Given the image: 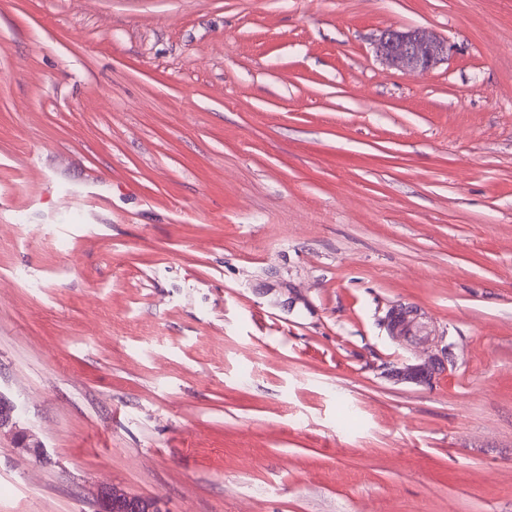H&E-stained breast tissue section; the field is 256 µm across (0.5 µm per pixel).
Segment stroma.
Returning a JSON list of instances; mask_svg holds the SVG:
<instances>
[{
	"label": "stroma",
	"instance_id": "stroma-1",
	"mask_svg": "<svg viewBox=\"0 0 512 512\" xmlns=\"http://www.w3.org/2000/svg\"><path fill=\"white\" fill-rule=\"evenodd\" d=\"M0 394V512H512V0H0ZM374 50L377 57L402 70L429 71L448 61L453 46L421 28L389 26L376 38ZM421 311L414 306H392L390 307L382 319L384 328L388 331L389 335L396 339H409L410 337H418L422 340V344L430 349L438 351L432 355L433 370L445 369V358L448 362V352L446 350H439L438 336H420L417 334V329L421 327L419 320L422 318ZM440 351V354H439ZM447 354V356H445ZM142 504L138 497H135L119 487L102 488L96 496L97 512H112L123 510L138 512Z\"/></svg>",
	"mask_w": 512,
	"mask_h": 512
}]
</instances>
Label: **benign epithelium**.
Listing matches in <instances>:
<instances>
[{"instance_id": "obj_1", "label": "benign epithelium", "mask_w": 512, "mask_h": 512, "mask_svg": "<svg viewBox=\"0 0 512 512\" xmlns=\"http://www.w3.org/2000/svg\"><path fill=\"white\" fill-rule=\"evenodd\" d=\"M376 56L405 71H429L448 60L453 46L448 40L437 37L421 28L400 29L389 26L381 31L374 42ZM421 311L414 306H392L382 319L384 328L396 339L418 337L430 350L433 367L445 369L446 351L438 350V337L418 336ZM17 405L0 394V430L15 427ZM139 498L112 486L101 489L96 496V512H139Z\"/></svg>"}]
</instances>
